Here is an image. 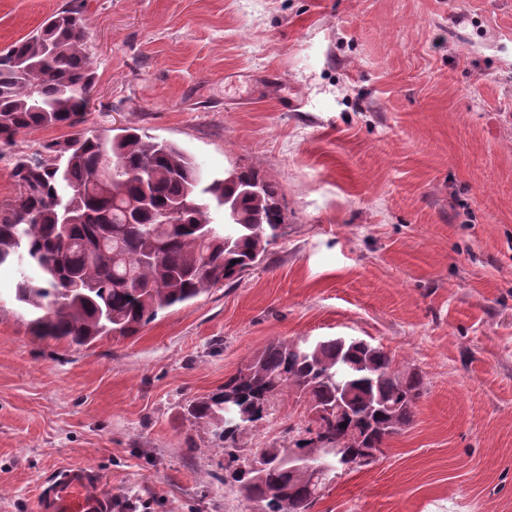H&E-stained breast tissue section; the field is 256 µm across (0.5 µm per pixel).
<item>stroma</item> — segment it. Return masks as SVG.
<instances>
[{
	"label": "stroma",
	"mask_w": 512,
	"mask_h": 512,
	"mask_svg": "<svg viewBox=\"0 0 512 512\" xmlns=\"http://www.w3.org/2000/svg\"><path fill=\"white\" fill-rule=\"evenodd\" d=\"M67 0H0V50ZM86 124L178 143L280 188L254 270L132 337L30 333L0 270V512L60 468L112 512H244L185 405L280 338H359L424 376L412 422L313 512H512V0H86ZM68 134L0 142L15 161ZM295 395L240 439L305 428Z\"/></svg>",
	"instance_id": "obj_1"
}]
</instances>
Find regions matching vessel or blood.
I'll return each instance as SVG.
<instances>
[{
    "label": "vessel or blood",
    "instance_id": "obj_1",
    "mask_svg": "<svg viewBox=\"0 0 512 512\" xmlns=\"http://www.w3.org/2000/svg\"><path fill=\"white\" fill-rule=\"evenodd\" d=\"M38 512H112L93 470L83 465L60 469L41 489Z\"/></svg>",
    "mask_w": 512,
    "mask_h": 512
}]
</instances>
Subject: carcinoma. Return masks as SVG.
Here are the masks:
<instances>
[{
  "instance_id": "carcinoma-1",
  "label": "carcinoma",
  "mask_w": 512,
  "mask_h": 512,
  "mask_svg": "<svg viewBox=\"0 0 512 512\" xmlns=\"http://www.w3.org/2000/svg\"><path fill=\"white\" fill-rule=\"evenodd\" d=\"M84 8L69 0L0 51V141L83 123L96 78ZM105 154L120 166L111 178L101 171ZM13 178L16 199L0 203V268H14V301L31 316V334L76 345L134 336L159 313L238 280L284 229L278 187L258 170L204 181L182 148L132 127L46 142L17 159ZM179 202L172 222L158 223ZM423 388L421 372L398 369L362 339L274 340L186 415L236 463L231 479L219 477L224 485L247 502L276 488L288 506L268 500L267 512H304L310 467L289 462L283 443L244 454L242 433L292 392L310 409H332L293 447L334 448L354 424L380 449L412 421ZM342 393L346 409L336 413Z\"/></svg>"
}]
</instances>
